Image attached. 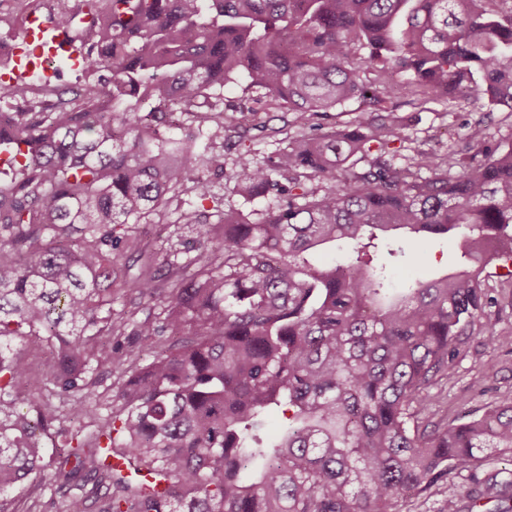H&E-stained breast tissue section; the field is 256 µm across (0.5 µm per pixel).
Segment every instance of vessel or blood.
<instances>
[{
	"instance_id": "obj_1",
	"label": "vessel or blood",
	"mask_w": 512,
	"mask_h": 512,
	"mask_svg": "<svg viewBox=\"0 0 512 512\" xmlns=\"http://www.w3.org/2000/svg\"><path fill=\"white\" fill-rule=\"evenodd\" d=\"M73 37L69 30L54 27L38 16H31L21 44L13 55L10 71L0 73V83H11L16 78L46 68L48 60L60 55H71Z\"/></svg>"
}]
</instances>
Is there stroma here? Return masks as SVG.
<instances>
[{
  "label": "stroma",
  "instance_id": "1",
  "mask_svg": "<svg viewBox=\"0 0 512 512\" xmlns=\"http://www.w3.org/2000/svg\"><path fill=\"white\" fill-rule=\"evenodd\" d=\"M389 102L406 120V138L397 146V163H408L421 151L447 154L463 143L467 124L478 120L484 122L489 140L504 148L512 146V111L488 105L478 97L461 98L452 104L443 99L414 103L409 97L395 94ZM222 104L246 139L238 141L237 133L223 135L224 170L210 176L217 206L219 210H233L257 222L274 205L275 199L269 195L249 200L234 190L231 174L240 148L250 146L256 162L267 161L286 146L289 138L297 135L296 115L271 105L264 90L250 86L243 77L225 84ZM176 218L172 212L167 223L147 227L146 240L155 264H163L166 248L172 241L181 243L183 251L190 255L199 252L197 230L177 223ZM403 247L405 255L400 265L417 276L447 272L453 260L444 240L434 241L421 252L408 240ZM484 287L493 305L474 322L460 347L453 374L442 380L438 388L440 399L430 410L432 421L456 425L481 416L488 404L512 403V351L483 341L485 330L490 328L505 334L512 332V278L506 276L503 268L494 267L486 273ZM472 487L468 473H452L428 494L401 501L398 508L400 512H438L445 499L453 498L459 512H493L494 503L471 500Z\"/></svg>",
  "mask_w": 512,
  "mask_h": 512
}]
</instances>
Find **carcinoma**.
I'll return each instance as SVG.
<instances>
[{
	"mask_svg": "<svg viewBox=\"0 0 512 512\" xmlns=\"http://www.w3.org/2000/svg\"><path fill=\"white\" fill-rule=\"evenodd\" d=\"M83 6L92 22L76 51L92 81L48 99L23 78L0 85V152L11 153L0 169V512H17L9 494L31 477L60 489L81 480L63 512H397L454 471L512 463L511 404L424 422L492 302L482 274L512 264V147L469 123L459 150L399 165L404 118L376 96L351 130L317 122L365 97L369 66L385 89L501 104L512 96L509 0ZM238 76L303 121L265 166L239 152L236 191L277 198L256 223L205 207L224 146L175 118L205 106L204 121L236 130L208 100ZM357 156L368 170H354ZM174 201L201 250L183 279L170 245L164 295L148 272L123 279L118 260L144 250L131 224ZM403 229L419 248L447 239L457 264L395 281L371 250ZM330 242L347 250L322 267L303 257ZM130 291L163 315L113 309ZM127 333L149 362L112 343ZM32 336L54 352L47 381L19 362ZM114 371L104 411L98 378ZM47 393L85 424H60ZM272 406L291 416L267 446ZM51 429L61 448L46 463ZM471 498L512 512V471L476 480Z\"/></svg>",
	"mask_w": 512,
	"mask_h": 512,
	"instance_id": "cac0c4a2",
	"label": "carcinoma"
}]
</instances>
